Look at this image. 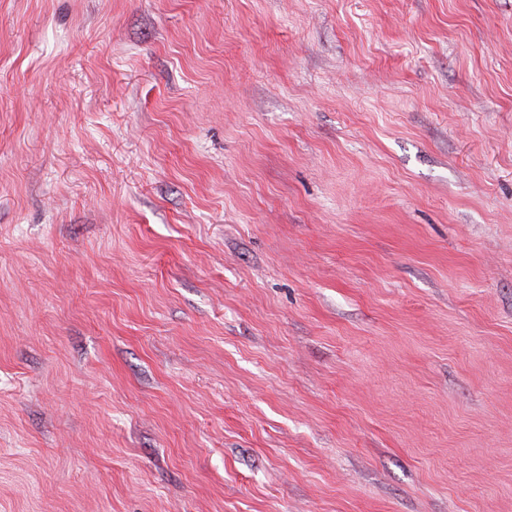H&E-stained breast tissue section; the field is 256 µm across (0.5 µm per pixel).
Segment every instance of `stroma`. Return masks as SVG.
<instances>
[{"label":"stroma","mask_w":512,"mask_h":512,"mask_svg":"<svg viewBox=\"0 0 512 512\" xmlns=\"http://www.w3.org/2000/svg\"><path fill=\"white\" fill-rule=\"evenodd\" d=\"M0 512H512V0H0Z\"/></svg>","instance_id":"35a3bbf8"}]
</instances>
